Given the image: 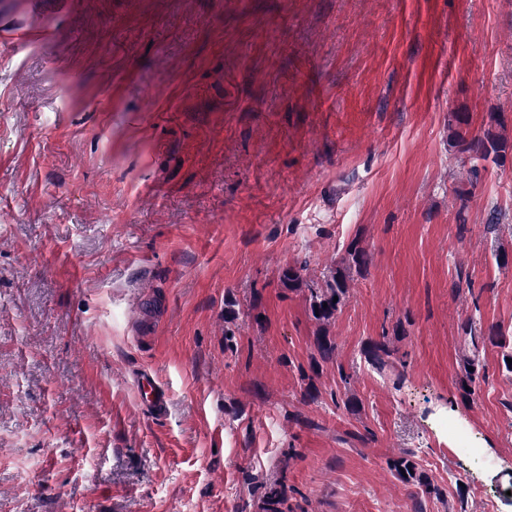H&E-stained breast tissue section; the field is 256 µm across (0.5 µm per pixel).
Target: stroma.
I'll return each mask as SVG.
<instances>
[{
	"label": "stroma",
	"mask_w": 512,
	"mask_h": 512,
	"mask_svg": "<svg viewBox=\"0 0 512 512\" xmlns=\"http://www.w3.org/2000/svg\"><path fill=\"white\" fill-rule=\"evenodd\" d=\"M497 120L512 0H0V512H263L281 480L288 512H486L512 374L486 345L465 398L460 326L512 332V151L461 142ZM355 240L306 380L282 272ZM464 363L465 376L461 380V389L465 396L471 397L480 389L481 381H483L485 377L481 371L482 367L475 358V354L473 358L466 357ZM468 366L473 367V371H469ZM465 386L469 387V391H466ZM138 392L143 405H149L157 412L163 410L165 406V395L148 374L141 375L138 381ZM389 470L401 482L416 485L425 496H437L440 491L433 484L429 476L421 471L417 463L410 457V454H402L389 460ZM405 471L406 476H403Z\"/></svg>",
	"instance_id": "1"
}]
</instances>
